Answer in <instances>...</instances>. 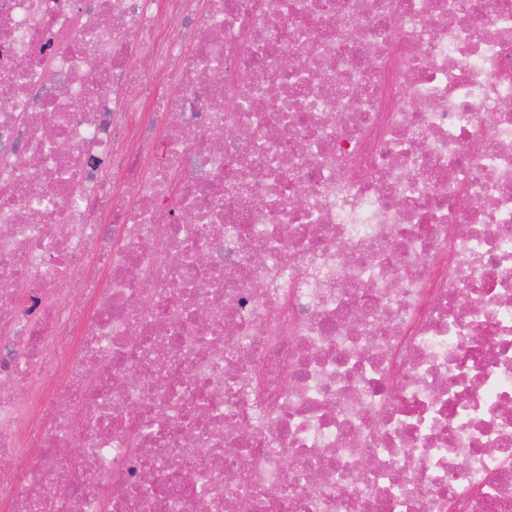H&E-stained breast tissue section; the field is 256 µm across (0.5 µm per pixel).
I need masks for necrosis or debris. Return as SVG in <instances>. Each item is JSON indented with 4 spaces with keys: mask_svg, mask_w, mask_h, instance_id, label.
<instances>
[{
    "mask_svg": "<svg viewBox=\"0 0 512 512\" xmlns=\"http://www.w3.org/2000/svg\"><path fill=\"white\" fill-rule=\"evenodd\" d=\"M0 499L512 512V0H0Z\"/></svg>",
    "mask_w": 512,
    "mask_h": 512,
    "instance_id": "4bbe7bcc",
    "label": "necrosis or debris"
}]
</instances>
